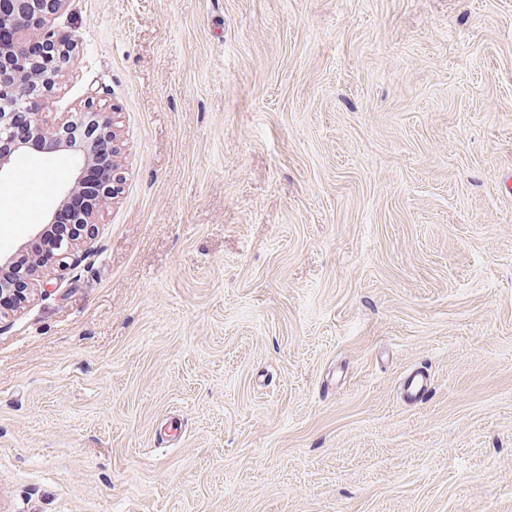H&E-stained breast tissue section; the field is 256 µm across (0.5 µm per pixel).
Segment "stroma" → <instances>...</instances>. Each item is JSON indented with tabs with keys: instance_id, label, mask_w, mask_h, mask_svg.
<instances>
[{
	"instance_id": "obj_1",
	"label": "stroma",
	"mask_w": 512,
	"mask_h": 512,
	"mask_svg": "<svg viewBox=\"0 0 512 512\" xmlns=\"http://www.w3.org/2000/svg\"><path fill=\"white\" fill-rule=\"evenodd\" d=\"M45 25L42 110L96 95L122 190L0 317V512H512V0ZM72 167L0 174V254Z\"/></svg>"
}]
</instances>
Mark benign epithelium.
<instances>
[{
	"label": "benign epithelium",
	"mask_w": 512,
	"mask_h": 512,
	"mask_svg": "<svg viewBox=\"0 0 512 512\" xmlns=\"http://www.w3.org/2000/svg\"><path fill=\"white\" fill-rule=\"evenodd\" d=\"M68 0H0V8L11 12L5 17L0 11V102L12 100L28 115V134L46 143L49 148L68 153L74 160L71 181L65 188L59 205L74 198L88 170L97 158V141H117L109 113L90 97L82 112H70L60 122L50 124L37 111V101L56 84L62 72L74 59L75 46L60 44L53 33L45 31L39 39L48 52L38 60L26 55L31 28H40L46 15L58 11ZM25 149L24 140L16 129L15 113L0 108V174L16 171L17 158ZM120 191V177L112 173V185L80 221L93 224L95 212L108 206Z\"/></svg>",
	"instance_id": "obj_1"
}]
</instances>
